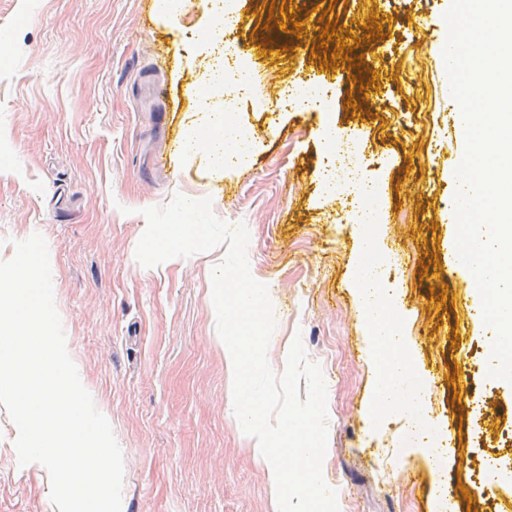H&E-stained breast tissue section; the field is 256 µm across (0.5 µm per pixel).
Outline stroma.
I'll use <instances>...</instances> for the list:
<instances>
[{
	"label": "stroma",
	"mask_w": 512,
	"mask_h": 512,
	"mask_svg": "<svg viewBox=\"0 0 512 512\" xmlns=\"http://www.w3.org/2000/svg\"><path fill=\"white\" fill-rule=\"evenodd\" d=\"M235 0L236 47L250 59L235 104L259 140L234 173L183 160L202 74L218 34L206 0H0V259L40 233L68 353L122 451V512H274L267 468L232 405L233 372L213 319L210 250L146 268L135 250L147 207L210 198L245 223L252 277L268 288L276 328L267 357L286 369L294 337L327 389L322 474L339 512H512V478L488 485L484 459L512 460V412L486 439L481 401L512 399L488 375L479 292L455 265V169L465 125L432 49L447 38L451 0ZM349 59L324 64V21ZM375 36H367V29ZM326 84L331 109L278 106L277 90ZM359 143L377 193L373 234L410 351L408 377L426 416L371 417L366 324L356 304L360 226L323 187L329 129ZM169 163L159 169L157 155ZM469 374L468 390L454 377ZM449 433L443 461L427 425ZM18 432L0 405V512H58L37 463L19 465Z\"/></svg>",
	"instance_id": "obj_1"
}]
</instances>
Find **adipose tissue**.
Returning <instances> with one entry per match:
<instances>
[{"mask_svg": "<svg viewBox=\"0 0 512 512\" xmlns=\"http://www.w3.org/2000/svg\"><path fill=\"white\" fill-rule=\"evenodd\" d=\"M194 122L197 129H214L220 133L219 138L207 141L202 148L211 167L224 173L232 170L238 160L229 157L226 141L239 137L241 133L235 114L212 103L197 110ZM381 252L376 238L363 237L355 277L357 301L366 316L367 335L375 363L373 404L380 411H398L408 403L400 390V383L402 375L408 370L409 350L398 332L396 322L387 311L390 296L379 292L374 285L376 273L380 269Z\"/></svg>", "mask_w": 512, "mask_h": 512, "instance_id": "adipose-tissue-1", "label": "adipose tissue"}]
</instances>
